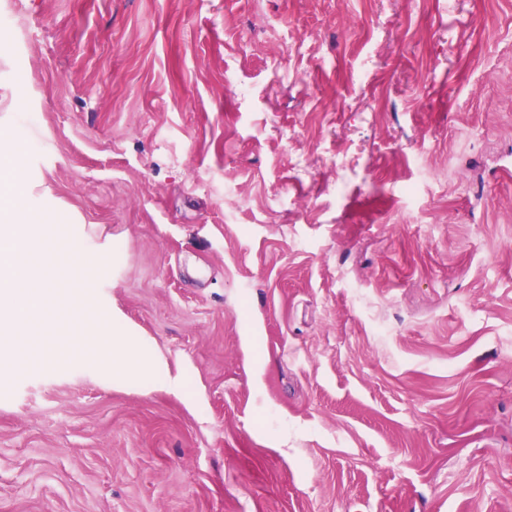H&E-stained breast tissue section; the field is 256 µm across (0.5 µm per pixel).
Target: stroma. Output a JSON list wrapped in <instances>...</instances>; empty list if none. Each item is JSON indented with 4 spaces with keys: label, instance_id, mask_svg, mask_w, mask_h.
<instances>
[{
    "label": "stroma",
    "instance_id": "35a3bbf8",
    "mask_svg": "<svg viewBox=\"0 0 512 512\" xmlns=\"http://www.w3.org/2000/svg\"><path fill=\"white\" fill-rule=\"evenodd\" d=\"M1 132L189 390L20 332L0 512H512V0H0Z\"/></svg>",
    "mask_w": 512,
    "mask_h": 512
}]
</instances>
